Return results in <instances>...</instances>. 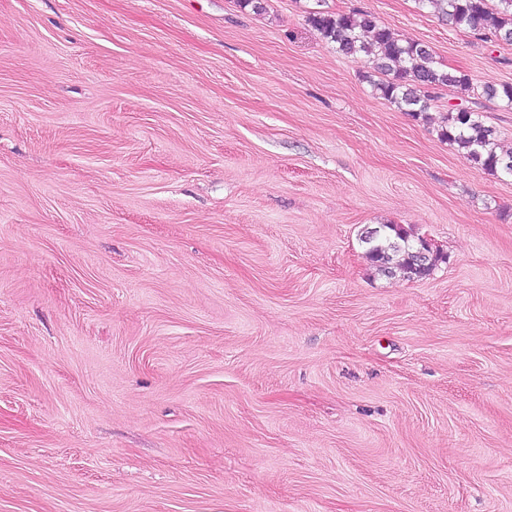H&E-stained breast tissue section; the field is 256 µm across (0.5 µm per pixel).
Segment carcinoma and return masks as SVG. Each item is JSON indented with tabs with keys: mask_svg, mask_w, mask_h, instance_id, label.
Masks as SVG:
<instances>
[{
	"mask_svg": "<svg viewBox=\"0 0 512 512\" xmlns=\"http://www.w3.org/2000/svg\"><path fill=\"white\" fill-rule=\"evenodd\" d=\"M419 8H432L445 16L448 24L485 39L512 44V0H417ZM307 21L327 42L347 57L362 58L372 64L379 79L372 81L376 94L398 109L417 118L427 112L436 90L455 87L468 94L473 91L468 75L443 68L429 46L418 41L402 40L368 11L329 13L312 11ZM480 98L498 100L512 107V84H488ZM480 102L463 109H448L446 123L438 136L455 143L478 169L495 174H512V151L499 149L496 131L479 120ZM420 240L411 239L403 227L385 224L377 237L367 243L366 258L379 271L399 274L407 279L430 276L440 255L431 265L420 269L414 262V251Z\"/></svg>",
	"mask_w": 512,
	"mask_h": 512,
	"instance_id": "obj_1",
	"label": "carcinoma"
}]
</instances>
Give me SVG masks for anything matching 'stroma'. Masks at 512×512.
I'll return each mask as SVG.
<instances>
[{
  "mask_svg": "<svg viewBox=\"0 0 512 512\" xmlns=\"http://www.w3.org/2000/svg\"><path fill=\"white\" fill-rule=\"evenodd\" d=\"M316 10L512 83L415 0H0V512H512V177ZM382 227L385 229L378 230L374 240H362L367 245L366 258L379 271L388 275L400 274L409 280L424 279L432 274L441 256L440 253H436L437 247L431 239L423 238L420 243L421 237L411 240V234L401 226L384 224ZM417 247L415 255L420 263L426 262L431 254L436 253L431 265L426 269H420L415 265L414 251Z\"/></svg>",
  "mask_w": 512,
  "mask_h": 512,
  "instance_id": "1",
  "label": "stroma"
}]
</instances>
